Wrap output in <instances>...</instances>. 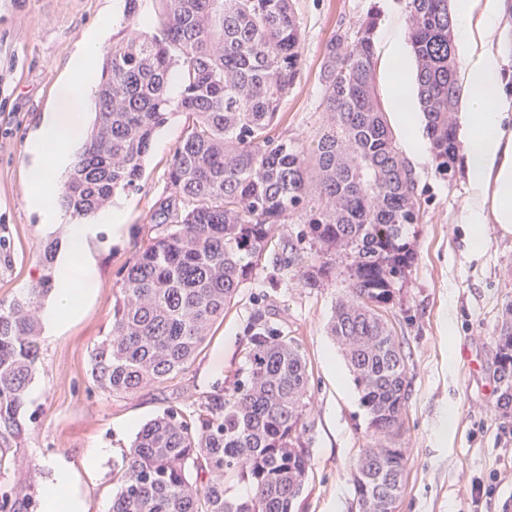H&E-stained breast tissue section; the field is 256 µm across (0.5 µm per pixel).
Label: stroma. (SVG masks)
Returning a JSON list of instances; mask_svg holds the SVG:
<instances>
[{
	"label": "stroma",
	"instance_id": "obj_1",
	"mask_svg": "<svg viewBox=\"0 0 512 512\" xmlns=\"http://www.w3.org/2000/svg\"><path fill=\"white\" fill-rule=\"evenodd\" d=\"M112 0H0V300L11 301L38 275L47 239L64 238L66 225L44 223L27 204V138L57 101L69 59L82 33L109 12ZM379 6L386 24L404 26L400 0H296L302 23L301 77L285 100L277 135L310 146L328 120L321 66L325 45L350 34L357 19ZM185 128L175 115L160 129L146 160L142 187L124 194L125 228L92 242L96 263L79 276L93 297L84 313L57 337L41 336L40 361L29 384L21 447L0 450V484L37 471L45 460L77 458L108 449L86 487L89 512H110L120 486L112 469L138 426L164 408L192 405L216 386L230 385L246 365L254 313L297 339L309 372V405L300 441L309 459L299 512H355L352 470L366 444L367 418L344 358L329 369L327 332L342 280L304 287L300 276L315 249L300 219L285 224L266 258L274 279L258 276L240 288L191 365L140 393L116 397L93 385L89 355L112 324L113 293L139 250L154 237V212L168 194V167ZM422 209L411 238L413 267L386 319L406 355L408 399L402 445L409 450L400 512H512V417L503 418L493 378L502 310L512 303V237L488 235L484 255L470 259L461 216L468 200L465 174L445 181L433 163L414 173ZM453 327H446V319ZM455 420L438 439L443 406Z\"/></svg>",
	"mask_w": 512,
	"mask_h": 512
}]
</instances>
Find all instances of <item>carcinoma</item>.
I'll return each mask as SVG.
<instances>
[{
  "label": "carcinoma",
  "instance_id": "1",
  "mask_svg": "<svg viewBox=\"0 0 512 512\" xmlns=\"http://www.w3.org/2000/svg\"><path fill=\"white\" fill-rule=\"evenodd\" d=\"M119 0L100 74L89 139L58 187L74 219L140 190L154 133L176 113L185 135L168 169L158 232L117 288L108 336L90 355L100 390L134 396L184 370L239 288L256 278L273 239L300 216L318 246L301 280L319 288L348 280L329 331L346 357L371 440L393 452L359 457L356 495L390 498L403 487L401 447L406 356L384 316L366 306L394 300L414 257L409 235L421 195L376 87L371 10L353 39L326 44L322 81L329 121L305 148L273 134L302 69L293 0ZM416 67V100L435 162L451 181L463 145L456 116L462 86L450 0H404ZM57 243L20 296L0 301V441H19L26 390L39 361L38 313L55 288ZM244 376L204 395L186 413L169 406L143 425L114 465L111 512H295L309 459L300 431L309 375L298 341L254 316ZM498 407L512 408V304L502 311L494 356ZM37 472L0 486V512H38Z\"/></svg>",
  "mask_w": 512,
  "mask_h": 512
}]
</instances>
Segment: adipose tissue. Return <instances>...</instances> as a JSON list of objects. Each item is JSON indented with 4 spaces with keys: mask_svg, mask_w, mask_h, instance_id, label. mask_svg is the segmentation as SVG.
<instances>
[{
    "mask_svg": "<svg viewBox=\"0 0 512 512\" xmlns=\"http://www.w3.org/2000/svg\"><path fill=\"white\" fill-rule=\"evenodd\" d=\"M476 11L483 19L479 31L472 26ZM455 18V47L463 87L457 137L464 146L463 165L469 187L462 221L469 227L468 252L479 256L485 250L489 231L512 236V90L506 88L501 52L484 39L485 31L496 29L500 23V0H455ZM111 25L107 17L84 33L80 51L69 62V77L60 88L54 109L44 116L40 128L26 143L33 186L28 203L47 224L64 222L54 203L56 178L72 164L83 142L86 115L96 104L100 47ZM410 61L402 33H394L386 59L389 95L396 123L405 133L404 150L420 164L429 156V143L424 133L425 118L411 95ZM124 221L125 210L118 203L98 212L90 222L67 224V239L56 270L58 286L51 304L42 312L50 335L61 334L78 318L90 296L77 272L95 261L91 240L121 229ZM104 454V449L89 448L76 460L53 457L42 488L40 512H88L82 485L95 479Z\"/></svg>",
    "mask_w": 512,
    "mask_h": 512,
    "instance_id": "obj_1",
    "label": "adipose tissue"
}]
</instances>
